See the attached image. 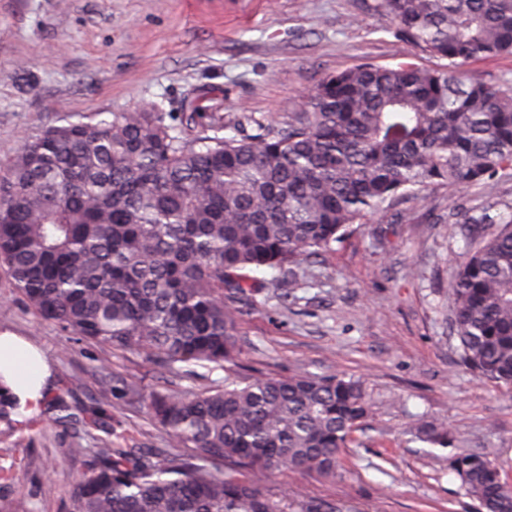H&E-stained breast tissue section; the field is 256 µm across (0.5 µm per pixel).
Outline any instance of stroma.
Segmentation results:
<instances>
[{"instance_id": "obj_1", "label": "stroma", "mask_w": 512, "mask_h": 512, "mask_svg": "<svg viewBox=\"0 0 512 512\" xmlns=\"http://www.w3.org/2000/svg\"><path fill=\"white\" fill-rule=\"evenodd\" d=\"M367 0H0V161L61 114L127 112L150 103L180 112L193 88L209 91L225 122L247 113L282 125L323 78L361 64L441 66L404 41ZM454 202L512 203V169L485 184L436 187L390 213L350 225L290 286L263 275L237 321L239 376L341 374L361 379L374 420L355 432L335 477L288 471L271 486L288 499L316 496L340 512H479L450 469L477 451L512 481V388L481 379L460 360L448 312V268L464 239L433 215ZM47 355L54 394L98 393L101 371L153 387L162 370L142 357L61 331L38 317L0 267V331ZM444 419L448 448L412 441L419 417ZM74 431L31 423L0 433V465L19 457L17 480L0 484V512H67L84 461L63 458ZM61 460L54 476L45 457ZM56 494L44 498L46 479Z\"/></svg>"}]
</instances>
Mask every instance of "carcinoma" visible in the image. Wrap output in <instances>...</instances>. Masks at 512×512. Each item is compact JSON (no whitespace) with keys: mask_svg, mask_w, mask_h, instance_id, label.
<instances>
[{"mask_svg":"<svg viewBox=\"0 0 512 512\" xmlns=\"http://www.w3.org/2000/svg\"><path fill=\"white\" fill-rule=\"evenodd\" d=\"M370 8L448 65L329 75L280 127L250 115L226 124L195 88L177 115L157 105L59 115L0 166V265L39 317L176 376L183 364L225 373L197 393L104 376L87 403L53 399V422L103 432L92 448L63 449L86 462L67 512H336L324 498L276 495L270 478L335 476L372 405L360 381L338 375L236 379L249 273L273 270L291 285L304 260L398 199L512 167V94L462 71L512 55V0ZM433 223L459 225L468 248L448 279L462 362L512 386V214L456 204ZM133 406L166 447L131 444L110 421ZM18 408L0 389L8 433ZM416 436L451 440L444 422L425 418ZM450 465L482 512H512L495 462L463 452Z\"/></svg>","mask_w":512,"mask_h":512,"instance_id":"1","label":"carcinoma"}]
</instances>
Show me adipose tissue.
Returning a JSON list of instances; mask_svg holds the SVG:
<instances>
[{"label":"adipose tissue","instance_id":"adipose-tissue-1","mask_svg":"<svg viewBox=\"0 0 512 512\" xmlns=\"http://www.w3.org/2000/svg\"><path fill=\"white\" fill-rule=\"evenodd\" d=\"M50 366L43 351L15 333H0V384L21 403L22 418L40 412L50 392Z\"/></svg>","mask_w":512,"mask_h":512}]
</instances>
